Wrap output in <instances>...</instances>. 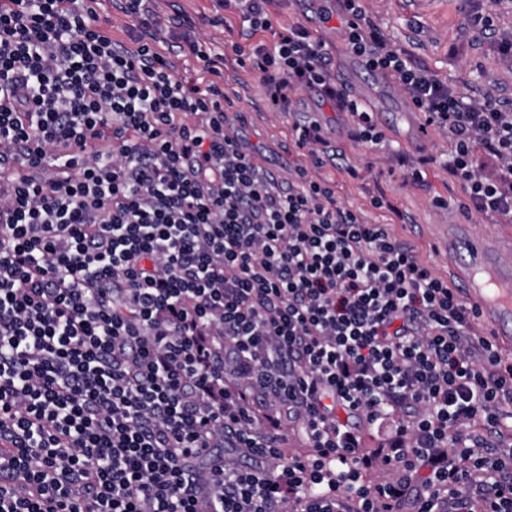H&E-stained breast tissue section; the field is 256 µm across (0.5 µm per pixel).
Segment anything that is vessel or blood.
Masks as SVG:
<instances>
[{"mask_svg": "<svg viewBox=\"0 0 512 512\" xmlns=\"http://www.w3.org/2000/svg\"><path fill=\"white\" fill-rule=\"evenodd\" d=\"M365 62L346 53L342 81L365 103H372L370 94L362 92L358 74ZM512 253L507 237L473 235L468 224H453L448 229V257L455 266L458 283L466 300L478 307L491 322L499 340L512 339V267L502 263Z\"/></svg>", "mask_w": 512, "mask_h": 512, "instance_id": "vessel-or-blood-1", "label": "vessel or blood"}]
</instances>
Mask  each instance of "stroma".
Returning <instances> with one entry per match:
<instances>
[{
	"instance_id": "stroma-1",
	"label": "stroma",
	"mask_w": 512,
	"mask_h": 512,
	"mask_svg": "<svg viewBox=\"0 0 512 512\" xmlns=\"http://www.w3.org/2000/svg\"><path fill=\"white\" fill-rule=\"evenodd\" d=\"M362 6L396 48L439 79L480 98H512V66L503 62L496 39L477 40L467 30L475 13L493 8L497 26L512 31V4L506 0L498 6L491 0H362ZM195 35L212 53L223 54L228 114L248 150L266 169L284 173L309 166L307 150L295 144L294 126L318 121L327 145L325 162L315 169V176L327 180L338 202L360 211L366 222L387 225L414 249L421 264L443 279L449 273L448 254L439 244L445 225L466 220L477 234L502 232L504 219L461 211L463 186L445 166L448 137L426 126L423 114L409 121L402 113H387L390 127L384 143L368 146L351 137L349 116L323 105L312 89L296 91L293 112L268 111L263 87L240 66L232 50L241 40L234 14L225 13L223 24L214 27L200 25ZM414 123L425 125V142L410 136ZM415 170L420 179H412ZM376 197L385 200L384 208L373 206Z\"/></svg>"
}]
</instances>
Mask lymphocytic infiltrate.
Returning a JSON list of instances; mask_svg holds the SVG:
<instances>
[{
  "label": "lymphocytic infiltrate",
  "instance_id": "lymphocytic-infiltrate-1",
  "mask_svg": "<svg viewBox=\"0 0 512 512\" xmlns=\"http://www.w3.org/2000/svg\"><path fill=\"white\" fill-rule=\"evenodd\" d=\"M150 2L121 0L123 44L100 0H0V512H512V365L477 309L306 168L281 188L227 123L223 56L178 15L209 75L186 80ZM272 2L215 0L270 110L314 87L379 144ZM343 9L347 47L447 134L465 211L511 220L512 102ZM391 414L395 444L360 448L355 420Z\"/></svg>",
  "mask_w": 512,
  "mask_h": 512
}]
</instances>
